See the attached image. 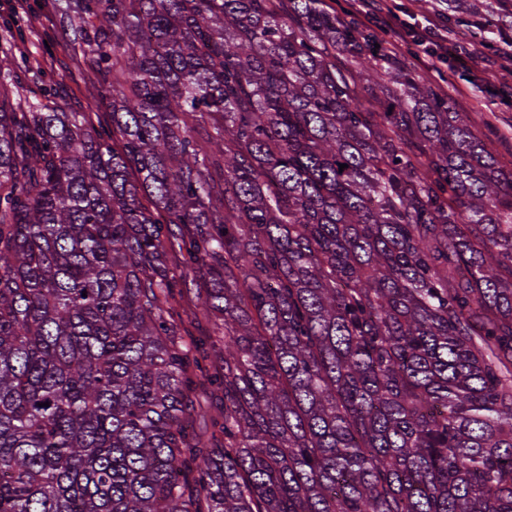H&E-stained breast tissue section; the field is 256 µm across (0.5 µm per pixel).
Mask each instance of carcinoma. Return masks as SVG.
<instances>
[{
	"label": "carcinoma",
	"mask_w": 512,
	"mask_h": 512,
	"mask_svg": "<svg viewBox=\"0 0 512 512\" xmlns=\"http://www.w3.org/2000/svg\"><path fill=\"white\" fill-rule=\"evenodd\" d=\"M56 9L99 89L0 68V512H512V170L476 121L326 0ZM200 271L222 369L173 320ZM224 406V393H211L209 389L200 390L196 397L195 411L192 414L194 430L205 429L210 415H216Z\"/></svg>",
	"instance_id": "cac0c4a2"
}]
</instances>
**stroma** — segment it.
Here are the masks:
<instances>
[{
  "label": "stroma",
  "instance_id": "1",
  "mask_svg": "<svg viewBox=\"0 0 512 512\" xmlns=\"http://www.w3.org/2000/svg\"><path fill=\"white\" fill-rule=\"evenodd\" d=\"M31 13L39 16L38 28H31L26 15H11L7 0H0V35L15 32V40L0 44V65L12 69L15 81L25 95L53 87L55 101L74 112L85 109L95 94L97 83L92 70L69 46L59 26L55 0H28ZM30 13V14H31ZM382 47L402 44L400 59L414 66L417 74L438 90H447L458 111L490 121L487 145L508 167L512 168V68L501 69L498 45L479 43L481 59L470 81H458L455 89H447L446 81L455 71L454 61L440 63L431 70L415 64L413 32L403 27L398 34L380 35Z\"/></svg>",
  "mask_w": 512,
  "mask_h": 512
}]
</instances>
